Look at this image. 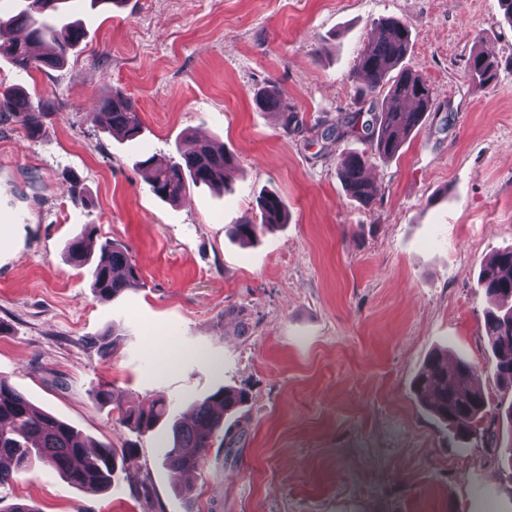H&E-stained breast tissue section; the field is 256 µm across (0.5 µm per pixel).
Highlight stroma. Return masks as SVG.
<instances>
[{
	"instance_id": "obj_1",
	"label": "stroma",
	"mask_w": 512,
	"mask_h": 512,
	"mask_svg": "<svg viewBox=\"0 0 512 512\" xmlns=\"http://www.w3.org/2000/svg\"><path fill=\"white\" fill-rule=\"evenodd\" d=\"M70 12L85 37L62 68L0 59V93L52 104L34 139L0 114V377L127 456L107 493L37 465L0 499L39 512H512L500 453L512 394L493 372L477 286L512 246V26L499 0H72ZM388 19L411 30L405 63L440 109L397 156L371 162L364 206L337 175L363 142L318 126L359 111L351 72ZM478 50L498 64L483 88L468 75ZM272 83L299 131L256 106ZM114 89L141 116L134 140L101 117ZM196 138L235 156L231 192L157 198L140 160L169 162ZM265 192L288 224L232 240ZM88 224L94 243L131 248L137 290L94 297L88 271L65 260ZM109 334L105 359L95 340ZM443 348L478 368L488 436L453 438L418 402L414 379ZM102 385L112 402L96 401ZM222 387L249 400L185 478L162 463L167 426L119 421L156 395L183 413Z\"/></svg>"
}]
</instances>
